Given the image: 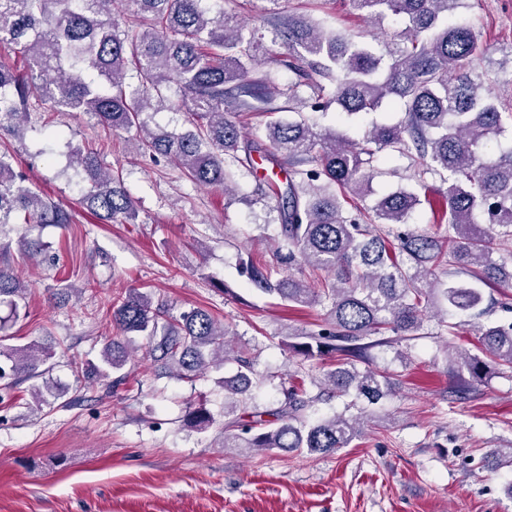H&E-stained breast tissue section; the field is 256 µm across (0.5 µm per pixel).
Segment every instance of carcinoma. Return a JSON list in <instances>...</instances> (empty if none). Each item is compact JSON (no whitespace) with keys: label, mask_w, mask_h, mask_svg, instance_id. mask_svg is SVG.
<instances>
[{"label":"carcinoma","mask_w":512,"mask_h":512,"mask_svg":"<svg viewBox=\"0 0 512 512\" xmlns=\"http://www.w3.org/2000/svg\"><path fill=\"white\" fill-rule=\"evenodd\" d=\"M470 0H350L368 22L386 16L406 20L402 42L384 54L361 35L326 29L302 16L274 18L272 44L288 50V69L297 81L280 94L299 102V88L311 89L315 103L348 115L375 111L392 99L405 107L398 124H372L354 143L334 131L297 120H270L262 135L249 136L236 121L249 104L226 96L238 82L244 96L266 101L265 80L250 74L262 64L256 32L233 13H212L203 0H125L135 24L126 27L112 10L115 0H0V45H11L27 60L20 74L0 63V128L11 132L27 121L30 108L49 102L81 112L111 131H135L141 152L175 161L197 185H234L231 164L239 163L278 198L281 245L279 278L248 259L243 273L254 290L291 305L319 307L325 325L316 333L289 334V351L305 360L330 359L319 393L282 387L271 409L237 414L251 388L271 378L256 368L247 348L229 339V327L202 307L177 316L150 294L131 288L113 298L112 324L126 335L148 338L146 357L170 376L193 382L210 369L237 365L224 387L222 447L242 453L282 450L330 455L362 434L357 404L377 405L395 393L396 375L372 367L370 350L419 335L425 313L444 321L482 305V292L455 280V270L485 284L512 281V147L488 160L486 140L505 129L497 96L473 62L491 63L479 35L448 16ZM135 72L136 83L125 82ZM175 85L180 99H167ZM185 110L192 128L170 131L153 122L162 111ZM388 151L408 160L416 178L436 175L447 184L441 200L443 232H401L423 201L400 188L368 207L369 223L348 215L345 205L370 193L374 158ZM67 167L88 183L82 206L105 221L133 220L134 201L120 176L105 171L95 154L72 150ZM25 224L72 223L71 214L26 185L8 152H0V234ZM304 267L329 276L312 283L292 274ZM441 269L448 280H441ZM28 285L0 267V304L17 310ZM476 353L453 358L455 372L470 388L493 366L512 367V323L478 326ZM129 350L118 339L106 344L98 362L82 372L113 391L129 378ZM0 385L11 390L42 376L53 357L49 347L31 343L3 354ZM351 398L345 410L316 419L319 402ZM200 431L215 419L203 406L187 415ZM488 465H512V446L487 455Z\"/></svg>","instance_id":"1"}]
</instances>
